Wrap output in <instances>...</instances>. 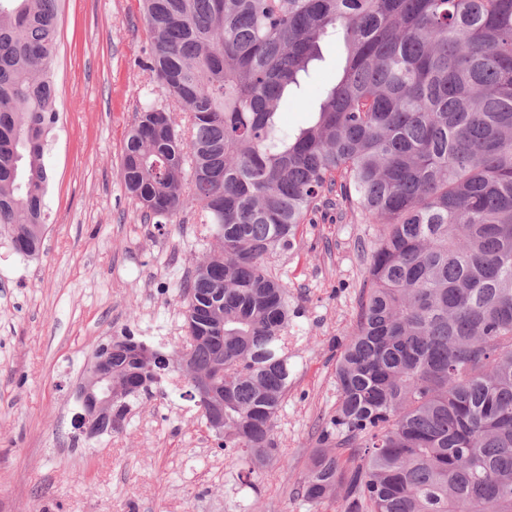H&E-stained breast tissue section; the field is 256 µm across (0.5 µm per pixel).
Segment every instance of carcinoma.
Listing matches in <instances>:
<instances>
[{
    "instance_id": "cac0c4a2",
    "label": "carcinoma",
    "mask_w": 512,
    "mask_h": 512,
    "mask_svg": "<svg viewBox=\"0 0 512 512\" xmlns=\"http://www.w3.org/2000/svg\"><path fill=\"white\" fill-rule=\"evenodd\" d=\"M150 63L188 117L138 113L121 176L145 217L192 200L212 239L177 285L197 371L216 376L243 484L278 453L292 293L268 259L336 193L379 224L336 362L334 431L302 481L345 512H512V0H143ZM58 0H0V230L42 247ZM342 73L281 124L320 43ZM130 410L143 367L112 350ZM280 112L284 126L289 129L305 124L310 116L309 111L294 103L291 97L282 101Z\"/></svg>"
}]
</instances>
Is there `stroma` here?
I'll list each match as a JSON object with an SVG mask.
<instances>
[{
	"instance_id": "1",
	"label": "stroma",
	"mask_w": 512,
	"mask_h": 512,
	"mask_svg": "<svg viewBox=\"0 0 512 512\" xmlns=\"http://www.w3.org/2000/svg\"><path fill=\"white\" fill-rule=\"evenodd\" d=\"M150 47L141 0H60L51 69L59 120L44 161L49 224L38 257L0 234V512H343L306 502L301 482L336 410V359L359 307L379 227L355 208L316 212L275 253L297 314L288 327L291 384L274 424L281 459L242 486L183 380L134 401L112 434L79 440L74 391L95 344L131 331L173 350L186 336L174 288L207 248L199 208L146 221L120 162L137 112L176 104L141 62ZM304 85L316 101L345 63L321 45Z\"/></svg>"
}]
</instances>
